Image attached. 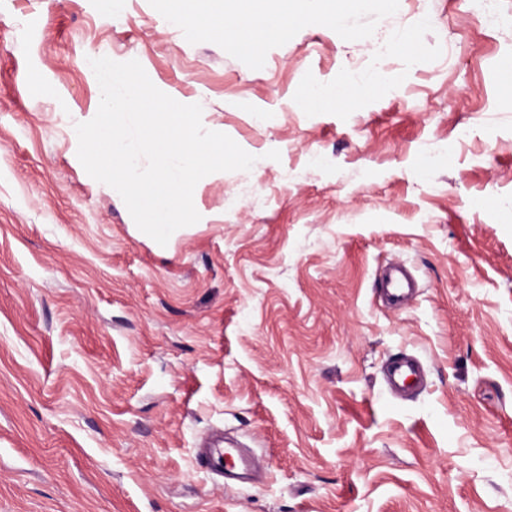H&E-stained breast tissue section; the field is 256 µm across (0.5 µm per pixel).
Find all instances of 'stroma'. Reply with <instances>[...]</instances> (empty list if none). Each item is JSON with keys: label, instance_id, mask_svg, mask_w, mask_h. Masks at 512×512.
Returning <instances> with one entry per match:
<instances>
[{"label": "stroma", "instance_id": "obj_1", "mask_svg": "<svg viewBox=\"0 0 512 512\" xmlns=\"http://www.w3.org/2000/svg\"><path fill=\"white\" fill-rule=\"evenodd\" d=\"M488 7L368 0L357 38L301 21L249 57L159 0H0V512H512V0ZM102 52L256 158L164 246L77 157ZM390 261L422 285L402 311ZM404 353L427 386L395 399ZM213 433L263 479L200 467ZM378 286L383 300L389 305H397L413 293L417 282L404 266L393 264L381 272Z\"/></svg>", "mask_w": 512, "mask_h": 512}]
</instances>
